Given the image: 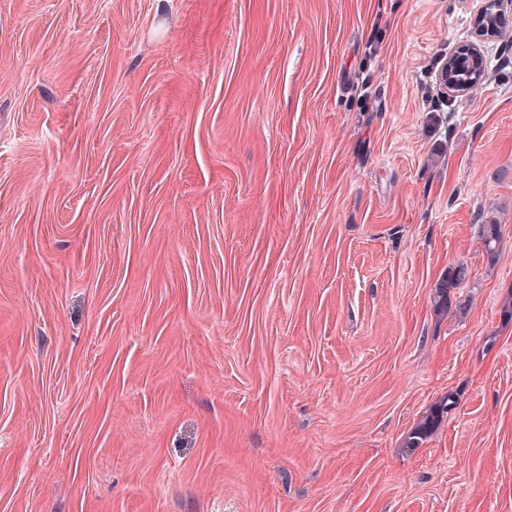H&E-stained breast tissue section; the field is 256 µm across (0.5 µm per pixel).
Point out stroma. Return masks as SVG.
<instances>
[{"label":"stroma","instance_id":"1","mask_svg":"<svg viewBox=\"0 0 512 512\" xmlns=\"http://www.w3.org/2000/svg\"><path fill=\"white\" fill-rule=\"evenodd\" d=\"M486 3L0 0V512H512ZM465 50H467L468 54L474 61H476L479 55L477 47L475 45H471L468 48H465ZM470 56L466 58L464 65L455 74L457 81L462 85H465L468 90L476 87L482 82L486 71L484 63L481 66H478L472 61ZM456 66V59H448L446 66L441 72V81L446 90L454 94H459L463 92L461 85L451 77V73ZM479 234L487 262L490 265H494L499 255L501 226L494 222L480 224ZM469 278V270L462 262L448 267V273L435 286L434 301L438 310L448 314L453 307L450 297L451 289L458 288ZM456 403L452 394H445L431 404L414 429L403 439L401 448L413 450L419 448L429 437L442 426L448 411Z\"/></svg>","mask_w":512,"mask_h":512}]
</instances>
